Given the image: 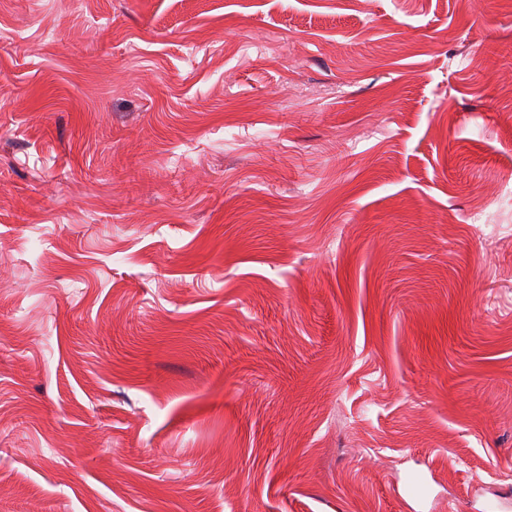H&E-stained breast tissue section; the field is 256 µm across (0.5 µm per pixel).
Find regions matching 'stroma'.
Segmentation results:
<instances>
[{
	"mask_svg": "<svg viewBox=\"0 0 512 512\" xmlns=\"http://www.w3.org/2000/svg\"><path fill=\"white\" fill-rule=\"evenodd\" d=\"M511 81L512 0H0V512L512 494Z\"/></svg>",
	"mask_w": 512,
	"mask_h": 512,
	"instance_id": "1",
	"label": "stroma"
}]
</instances>
